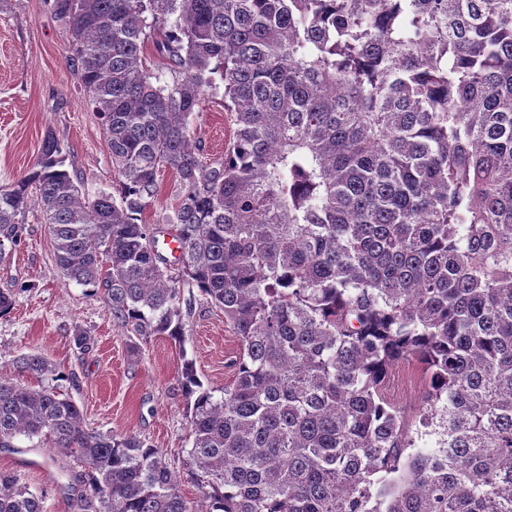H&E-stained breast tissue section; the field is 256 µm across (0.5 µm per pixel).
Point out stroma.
<instances>
[{"label":"stroma","mask_w":512,"mask_h":512,"mask_svg":"<svg viewBox=\"0 0 512 512\" xmlns=\"http://www.w3.org/2000/svg\"><path fill=\"white\" fill-rule=\"evenodd\" d=\"M53 0H0V186L33 166L47 129L64 140L82 192H114L115 173L101 124L86 104L76 72L68 63L71 36L52 9ZM190 128L208 153L221 155L232 136L222 97H206ZM0 290L15 294L10 313L0 316V372L13 374L20 354L39 353L63 375L62 393L79 406L88 428L103 434L132 432L159 448L191 503L201 492L186 466L189 404L181 389L184 359H192L205 387L221 390L233 379L238 342L223 311L200 293L191 297L185 345L165 337L144 343L137 359L128 338L104 303L66 279L57 267L51 237L37 207L25 215L22 242L0 263ZM92 341L80 349L74 325ZM425 392L416 362H400L384 383L385 396L416 410ZM48 446L18 438L0 448V471L17 473L30 490L44 491L46 512H77L65 485H78L81 466L48 463Z\"/></svg>","instance_id":"stroma-1"}]
</instances>
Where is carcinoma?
<instances>
[{"label": "carcinoma", "mask_w": 512, "mask_h": 512, "mask_svg": "<svg viewBox=\"0 0 512 512\" xmlns=\"http://www.w3.org/2000/svg\"><path fill=\"white\" fill-rule=\"evenodd\" d=\"M53 8L116 194L82 195L47 130L0 187V260L37 205L57 266L134 357L156 336L184 346V288L224 311L232 382L217 397L193 361L181 371L202 512H512V0ZM220 92L218 157L190 118ZM166 172L155 227L141 215ZM401 360L422 372L414 414L383 393ZM13 364L46 383L0 374V448L35 438L81 464L78 512H197L159 449L85 426L48 358ZM45 497L0 471V512ZM162 178L161 188L158 198L149 206L144 213V219L147 224H157L158 219L169 212L171 191L173 189V178L169 173H165Z\"/></svg>", "instance_id": "obj_1"}]
</instances>
